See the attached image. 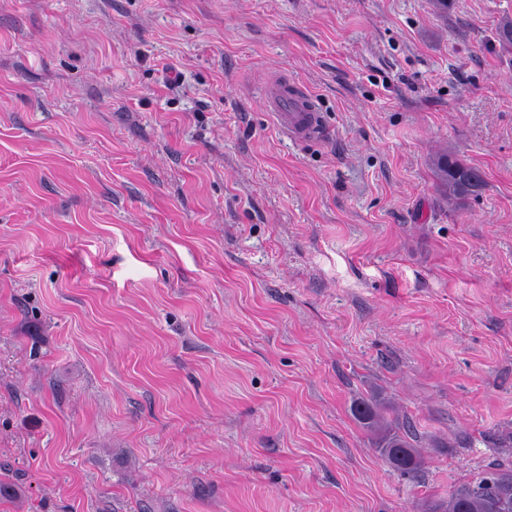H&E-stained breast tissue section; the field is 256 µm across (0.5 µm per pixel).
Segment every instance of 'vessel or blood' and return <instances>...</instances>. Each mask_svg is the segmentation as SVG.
Masks as SVG:
<instances>
[{
	"instance_id": "b4317fda",
	"label": "vessel or blood",
	"mask_w": 512,
	"mask_h": 512,
	"mask_svg": "<svg viewBox=\"0 0 512 512\" xmlns=\"http://www.w3.org/2000/svg\"><path fill=\"white\" fill-rule=\"evenodd\" d=\"M266 107L281 133L290 140L304 142L321 137L324 120L320 103L305 87L275 85L267 95Z\"/></svg>"
}]
</instances>
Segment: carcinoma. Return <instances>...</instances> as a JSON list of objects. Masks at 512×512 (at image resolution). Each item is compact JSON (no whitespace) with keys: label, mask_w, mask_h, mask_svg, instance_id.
Listing matches in <instances>:
<instances>
[{"label":"carcinoma","mask_w":512,"mask_h":512,"mask_svg":"<svg viewBox=\"0 0 512 512\" xmlns=\"http://www.w3.org/2000/svg\"><path fill=\"white\" fill-rule=\"evenodd\" d=\"M494 38L500 46L512 47V19L500 22ZM438 167L450 196L476 195L482 187L479 173L451 156L439 161ZM355 414L365 428L377 432L376 451L380 457L409 476L420 470L414 435L398 417L382 411L372 401L356 404ZM430 512H512V467L500 466L474 483L451 488L448 502L432 507Z\"/></svg>","instance_id":"carcinoma-1"}]
</instances>
